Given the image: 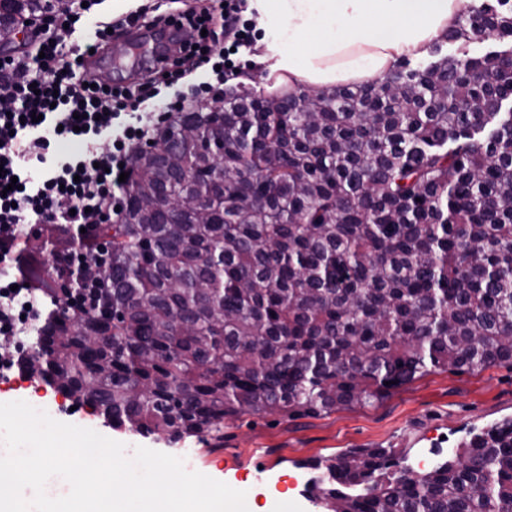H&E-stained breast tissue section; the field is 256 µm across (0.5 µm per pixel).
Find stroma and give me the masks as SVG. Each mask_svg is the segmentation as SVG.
<instances>
[{"mask_svg":"<svg viewBox=\"0 0 512 512\" xmlns=\"http://www.w3.org/2000/svg\"><path fill=\"white\" fill-rule=\"evenodd\" d=\"M16 400L123 443L126 457L139 446L179 457L187 470L245 491L248 512H320L304 494L311 473L303 461L379 445L404 451L412 466L423 457L436 463L456 450L469 429L512 417V367L473 374L439 370L375 405L326 415H245L225 422L224 445L217 449L194 438L172 445L115 431L87 410L72 409L39 382L0 380V403Z\"/></svg>","mask_w":512,"mask_h":512,"instance_id":"35a3bbf8","label":"stroma"}]
</instances>
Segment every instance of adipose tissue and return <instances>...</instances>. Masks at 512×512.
<instances>
[{
  "label": "adipose tissue",
  "mask_w": 512,
  "mask_h": 512,
  "mask_svg": "<svg viewBox=\"0 0 512 512\" xmlns=\"http://www.w3.org/2000/svg\"><path fill=\"white\" fill-rule=\"evenodd\" d=\"M267 92L381 80L444 40L459 0H249Z\"/></svg>",
  "instance_id": "1"
}]
</instances>
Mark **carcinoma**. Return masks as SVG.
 <instances>
[{"label":"carcinoma","instance_id":"1","mask_svg":"<svg viewBox=\"0 0 512 512\" xmlns=\"http://www.w3.org/2000/svg\"><path fill=\"white\" fill-rule=\"evenodd\" d=\"M13 2L0 39L69 0ZM445 41L456 50L435 42L376 83L177 113L179 166L139 150L117 220L82 241L111 245L102 303L49 309L24 375L115 430L219 447L226 420L328 414L436 370L512 365V0H471ZM201 190L205 223L166 222ZM69 244L60 224L25 239ZM403 459L316 458L307 493L323 512H512V419L413 477L394 471Z\"/></svg>","mask_w":512,"mask_h":512}]
</instances>
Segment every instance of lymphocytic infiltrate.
<instances>
[{"instance_id":"1","label":"lymphocytic infiltrate","mask_w":512,"mask_h":512,"mask_svg":"<svg viewBox=\"0 0 512 512\" xmlns=\"http://www.w3.org/2000/svg\"><path fill=\"white\" fill-rule=\"evenodd\" d=\"M247 0H225L222 9L200 6L184 19L148 17L145 9L126 13L118 29L151 20L167 28L190 25L197 33L194 45L174 43L168 54L155 61L156 77L174 84L204 64L224 65L232 49L246 46L249 27L243 19ZM221 19L224 44L216 46L211 32L214 19ZM44 57L36 64L13 60L0 65V98L19 99V107L0 110V335L15 336L26 324L41 319L43 311L36 298L39 285L30 279L28 260L19 254V240L27 224H55L65 221L73 229L111 218L123 201L121 171L131 170L136 144L144 136L140 123H130L116 133L108 146L99 136L112 128L115 109L138 108L156 98L154 79L125 85L87 86L74 79L70 56L58 42L38 33ZM75 139L80 153L57 156L52 141ZM18 188H11V181ZM71 212L58 213L60 201Z\"/></svg>"}]
</instances>
